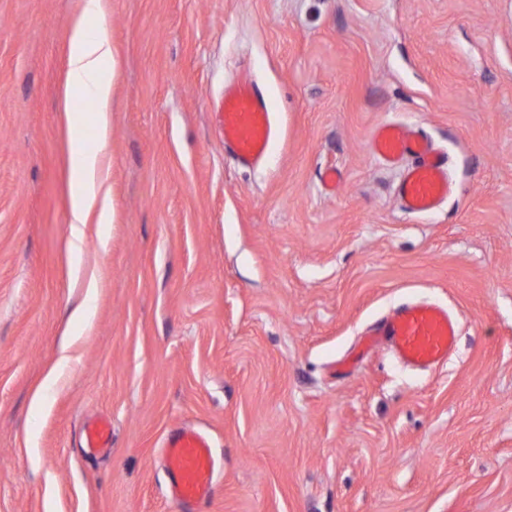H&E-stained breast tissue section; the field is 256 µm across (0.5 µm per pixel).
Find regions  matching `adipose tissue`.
Returning a JSON list of instances; mask_svg holds the SVG:
<instances>
[{"label":"adipose tissue","mask_w":512,"mask_h":512,"mask_svg":"<svg viewBox=\"0 0 512 512\" xmlns=\"http://www.w3.org/2000/svg\"><path fill=\"white\" fill-rule=\"evenodd\" d=\"M89 16L98 21L92 33L85 29ZM116 65L103 0H85L83 16L75 21L68 43L62 97L68 148L70 245L75 250L80 248L88 225L111 221L109 190L101 170L102 151L86 145L85 114L78 104L90 100L97 105L100 137L108 139L112 82L105 70Z\"/></svg>","instance_id":"1"}]
</instances>
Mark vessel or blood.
Listing matches in <instances>:
<instances>
[{
  "label": "vessel or blood",
  "instance_id": "1",
  "mask_svg": "<svg viewBox=\"0 0 512 512\" xmlns=\"http://www.w3.org/2000/svg\"><path fill=\"white\" fill-rule=\"evenodd\" d=\"M224 149L248 165L265 157L272 139L271 104L248 78L224 91L216 114ZM373 154L388 165H402L397 187L400 208L423 215L435 210L451 191L444 154L430 139L396 124H384L369 137ZM379 334L403 363L430 368L448 359L457 344L458 327L444 307L425 301L406 304L380 325ZM112 428L98 418L85 427L86 445L110 447ZM163 459L169 476V494L184 506L208 501L212 495L216 459L209 438L194 429L168 436Z\"/></svg>",
  "mask_w": 512,
  "mask_h": 512
}]
</instances>
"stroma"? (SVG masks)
Here are the masks:
<instances>
[{
	"mask_svg": "<svg viewBox=\"0 0 512 512\" xmlns=\"http://www.w3.org/2000/svg\"><path fill=\"white\" fill-rule=\"evenodd\" d=\"M83 7L0 0V512H186L161 457L182 427L218 459L203 512H512V0H105L111 131L90 108L83 135L113 220L72 254ZM244 72L274 126L250 167L210 110ZM385 122L445 152L432 213L400 209ZM410 299L458 322L428 371L368 342ZM85 441L87 448H110L112 440L111 423L105 418H98L85 426Z\"/></svg>",
	"mask_w": 512,
	"mask_h": 512,
	"instance_id": "obj_1",
	"label": "stroma"
}]
</instances>
